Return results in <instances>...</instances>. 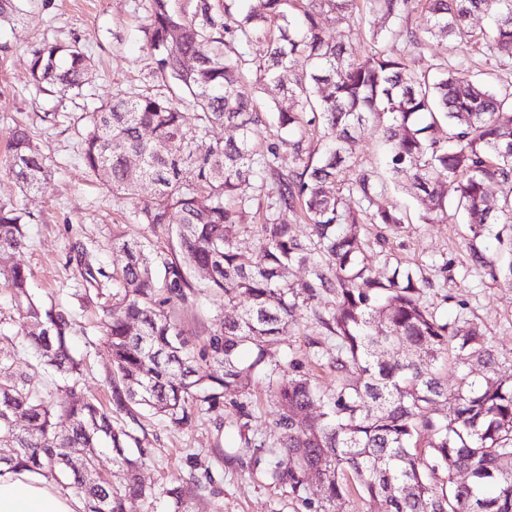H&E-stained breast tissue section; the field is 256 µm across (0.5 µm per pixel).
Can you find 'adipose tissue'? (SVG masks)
I'll return each mask as SVG.
<instances>
[{
	"label": "adipose tissue",
	"instance_id": "ef3b65f1",
	"mask_svg": "<svg viewBox=\"0 0 512 512\" xmlns=\"http://www.w3.org/2000/svg\"><path fill=\"white\" fill-rule=\"evenodd\" d=\"M0 512H82V503L36 474L0 467Z\"/></svg>",
	"mask_w": 512,
	"mask_h": 512
}]
</instances>
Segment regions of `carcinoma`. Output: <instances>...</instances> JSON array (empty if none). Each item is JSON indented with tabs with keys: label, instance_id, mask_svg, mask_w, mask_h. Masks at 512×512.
Masks as SVG:
<instances>
[{
	"label": "carcinoma",
	"instance_id": "1",
	"mask_svg": "<svg viewBox=\"0 0 512 512\" xmlns=\"http://www.w3.org/2000/svg\"><path fill=\"white\" fill-rule=\"evenodd\" d=\"M23 0H0V22L22 15ZM194 0L183 12L172 0H148L143 30L152 51L155 84L137 96L95 108L82 144L94 174L109 171L112 196L133 199L148 182L153 194L138 201L134 222L154 229L173 226L178 254L167 257L146 237L112 239V279L119 283L106 309L103 335L123 386L117 401L148 407L176 426L192 420L196 401L214 405L241 388L256 364L239 353L285 336L309 303L324 296L332 307L311 309L326 335L336 338L328 362L336 385L329 391L293 372L269 376L279 414L278 447L267 475L294 490L318 474L317 512L356 495L370 512H512V372H506L481 329L443 321L422 302L431 282L422 272L367 262L361 224L398 229L403 213L386 199V184L362 171L336 190L339 174L354 166L356 133L369 121L384 143L388 178L424 207V220L448 218L445 184L455 183L457 208L468 216L472 240L491 224L512 223V88L491 89L448 71L443 61L416 68L409 53L379 49L362 55L326 38L322 16L334 12L366 24L373 41L392 38L409 52L432 40L475 41L501 67L512 68V0ZM421 10L420 27L403 24ZM493 12L490 27L476 34L471 18ZM265 44L250 57L243 48ZM302 58L307 69L293 62ZM35 87L79 95L90 63L82 49L44 41L29 48ZM271 89L270 112L283 135L262 147L252 141L265 123L254 94ZM190 111H182L181 105ZM238 135L206 141L215 126ZM320 130L325 150L302 158V127ZM299 165L286 171L280 152ZM139 158L132 171L127 161ZM6 168L23 193L47 188L48 157L26 128L8 145ZM501 194L491 192L492 186ZM276 208L260 224L263 247L256 256L238 252L227 225L248 224L261 195ZM302 215L300 234L287 214ZM29 211L0 203V283L11 290L24 320L27 348L60 374L63 384L44 393L17 375L14 360L0 357V464L23 467L78 496L83 512H139L152 491L140 481L138 461L125 455L126 434L112 425V410L87 398L82 361L69 340L70 310L46 306L28 289V272L15 260L25 246ZM475 266L512 286V259L501 262L477 246ZM164 269L163 282L153 275ZM304 275L291 278L294 268ZM203 273V287L240 308L209 339L201 372L170 305L184 301ZM387 346L406 350L389 360ZM445 371L456 377L449 390ZM450 402L447 414L434 406ZM312 406L322 412L306 422ZM68 425L59 426L60 419ZM106 442L118 454L123 480L97 472L95 448ZM463 472L467 482L455 475ZM207 486L173 480L165 495L173 512Z\"/></svg>",
	"mask_w": 512,
	"mask_h": 512
}]
</instances>
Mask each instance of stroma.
<instances>
[{
    "instance_id": "1",
    "label": "stroma",
    "mask_w": 512,
    "mask_h": 512,
    "mask_svg": "<svg viewBox=\"0 0 512 512\" xmlns=\"http://www.w3.org/2000/svg\"><path fill=\"white\" fill-rule=\"evenodd\" d=\"M147 0H29L20 22L0 24V202L24 203L33 215L26 246L18 259L29 273V288L44 304L71 310L76 321L73 346L84 360L85 390L112 409L115 426L130 436L129 454L139 460L142 481L152 496L140 512H172L163 494L176 477H212L215 493L198 497L193 512H315L316 481L301 491L276 484L264 462L278 439V409L266 391L265 376L275 369L306 374L322 389L334 386L326 354L336 342L324 338L311 346L318 330L310 312H303L290 335L271 343L265 353L246 349L244 362L256 363L245 387L225 394L214 406L199 405L191 423L178 427L168 419L135 406H117L111 356L101 336L104 310L112 303L109 245L113 237L146 236L159 251L173 254V228L156 230L127 222L130 200L114 198L104 177L92 174L81 157L88 115L101 103L129 97L147 84L153 59L142 28ZM43 41L75 43L89 56L91 74L82 94L43 93L31 82L28 47ZM444 60L465 63L468 78L499 87L512 82V69H500L479 47L436 41L422 52L421 66ZM23 123L34 143L50 158L51 181L46 192L22 196L3 158L15 123ZM390 202L408 219L392 231L367 224L362 235L372 263L390 256L393 264L422 270L432 283L424 302L448 321L477 324L494 346L505 369L512 370V287L475 271L471 234L462 211L449 209L438 224L423 223L416 202L405 192L388 190ZM101 267L99 296L84 303L86 287L79 273L82 253ZM237 308L209 292L176 302L173 316L191 346L203 348L221 322L237 317ZM22 321L10 292L0 286V356L13 357L17 373L39 389H54L56 376L37 364L19 336Z\"/></svg>"
}]
</instances>
